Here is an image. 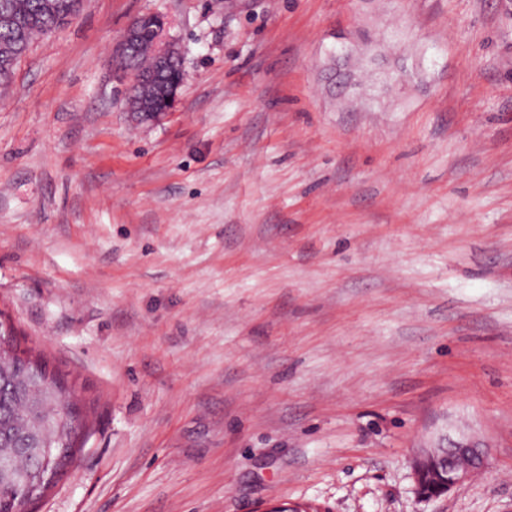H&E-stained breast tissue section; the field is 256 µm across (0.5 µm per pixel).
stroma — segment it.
Instances as JSON below:
<instances>
[{
  "mask_svg": "<svg viewBox=\"0 0 512 512\" xmlns=\"http://www.w3.org/2000/svg\"><path fill=\"white\" fill-rule=\"evenodd\" d=\"M0 311L89 419L35 512H512V0H85L0 98ZM143 24H151L154 35L149 30L143 31L140 35V27ZM164 31L165 22L160 16L139 15L127 25L121 39L113 49V56L124 78L128 79L129 84H132L140 92V95L133 99L128 97L127 102L130 115L139 124H154L161 121L175 100L177 90L182 84L180 83L172 89H165L159 83V72L173 57L181 59L176 44L165 36ZM153 38L154 58L152 54ZM131 55L129 67L133 71L149 70L154 63L155 68L151 72H132L127 67V60ZM159 96H166L167 99V105L162 109L154 107V101ZM456 451L455 456L451 457L448 454V448H424L414 457L412 469L420 496L426 498L421 492L422 483L435 482L446 494L453 488L472 481L487 465L488 448L458 447Z\"/></svg>",
  "mask_w": 512,
  "mask_h": 512,
  "instance_id": "obj_1",
  "label": "stroma"
}]
</instances>
